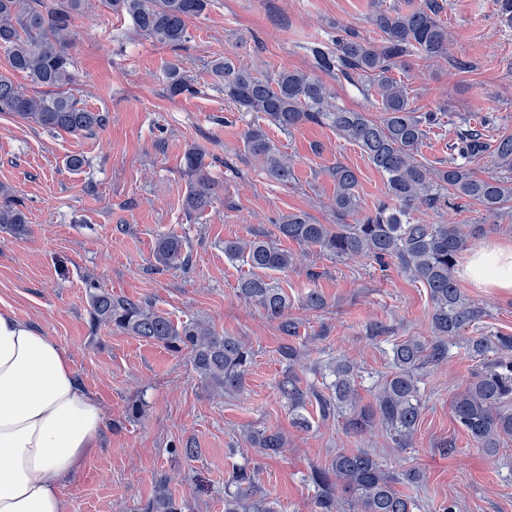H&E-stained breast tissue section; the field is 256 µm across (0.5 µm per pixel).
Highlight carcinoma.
<instances>
[{"mask_svg": "<svg viewBox=\"0 0 512 512\" xmlns=\"http://www.w3.org/2000/svg\"><path fill=\"white\" fill-rule=\"evenodd\" d=\"M109 10L128 16L135 30L156 41L178 47L188 40V23L200 17L209 0H99ZM446 0H408L405 7L385 0H370L369 21L379 38L371 41L353 27L338 26L334 46L315 45L311 52L319 70L358 86L370 95L380 112L371 119L332 102L330 88L317 76L286 67L270 78H260L226 54L211 62L210 72L224 97L243 112H254L284 132L305 123L326 121L343 137L355 143L385 179L384 198L366 210L357 191L355 170L338 164L329 174L335 183L332 210L336 223L317 224L304 213L280 218L279 236L308 249L338 259L365 257L385 267L396 262L399 271L429 289L430 332L425 343L409 338L393 348L395 372L382 384L373 401L362 403L351 363L340 360L328 366L334 377L331 395L325 398L313 388H302L295 367L301 352L291 342L280 347L288 361V375L278 391L291 408L304 406L312 397L323 413L345 410V430L362 434L379 426L399 448L410 445L421 418L419 371L447 354L448 340L462 335L485 316L458 288L453 272L464 250L475 247L487 232L484 224H439L414 218L423 209L440 217L450 206L477 204L486 216L498 222L512 202V177L475 176L471 158L486 148L483 133L471 126L459 127L450 145L448 164L427 166L417 156L427 131L441 123L444 113L419 112L413 107L405 81L392 71L409 68L407 58L425 61L449 60L451 33L440 18ZM91 0H0V50L10 68L36 86L56 88L53 95L24 91L0 74V112H13L47 131L92 135L103 126L104 116L63 92L74 79V61L69 53L73 20L91 9ZM167 90L173 97L193 92L190 76L180 60L165 70ZM244 152L257 161L267 176L286 183L294 178L292 161L283 155L259 124L247 126L242 135ZM493 155L498 168L512 171V135L495 140ZM188 188L183 199L187 214H201L211 206L218 190L203 152L195 147L184 154ZM28 218L11 191L0 187V228L15 234L26 231ZM224 257L246 265L251 277L240 288L244 298L259 305L277 322L282 335L299 336V322L288 317L290 301L271 273L295 265L294 254L279 244L255 235L251 239L224 241ZM156 262L178 269L189 262L182 239L160 238ZM94 326L107 324L167 349L188 356L195 371L226 393L241 389L252 353L236 336H217L204 322H174L148 302L112 296L97 284L88 293ZM468 350L481 360L490 352L494 362L473 374L452 405L457 424L488 457L498 454L512 440V335L473 336ZM254 449L273 458L285 451L283 434L272 428L250 435ZM423 479L419 470L394 476L365 450L342 451L328 467L313 472L315 512H414L415 501L396 485ZM167 478L160 479L154 496L140 512H182L183 506L167 491ZM236 491L224 497V512H272L260 491L255 474L239 468L231 476Z\"/></svg>", "mask_w": 512, "mask_h": 512, "instance_id": "carcinoma-1", "label": "carcinoma"}]
</instances>
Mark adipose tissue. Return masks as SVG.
Here are the masks:
<instances>
[{"instance_id":"ef3b65f1","label":"adipose tissue","mask_w":512,"mask_h":512,"mask_svg":"<svg viewBox=\"0 0 512 512\" xmlns=\"http://www.w3.org/2000/svg\"><path fill=\"white\" fill-rule=\"evenodd\" d=\"M462 276L512 293V245L473 251ZM103 423L100 401L57 343L0 311V512H64L61 483L97 448Z\"/></svg>"}]
</instances>
